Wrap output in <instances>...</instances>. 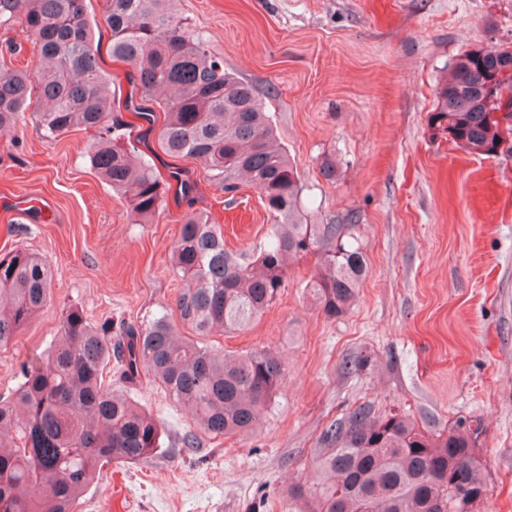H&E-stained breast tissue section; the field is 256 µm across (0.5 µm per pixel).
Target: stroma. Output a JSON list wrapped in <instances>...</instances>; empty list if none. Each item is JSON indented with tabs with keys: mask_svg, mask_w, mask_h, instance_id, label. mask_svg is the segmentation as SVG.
<instances>
[{
	"mask_svg": "<svg viewBox=\"0 0 512 512\" xmlns=\"http://www.w3.org/2000/svg\"><path fill=\"white\" fill-rule=\"evenodd\" d=\"M226 69L265 95L278 141L300 176L312 224L356 220L368 274L341 317L305 293L315 257L293 258L276 300L248 329L212 346L277 355L285 380L258 429L200 434L154 382L131 392L162 422V450L104 466L75 512H107L122 476L131 512H301L295 487L312 481L330 421L362 403L402 412L439 432L462 416L484 421L477 454L487 478L482 512H512V160L468 153L431 123L436 88L465 48L512 46V0H179ZM90 130L46 137L27 112L0 139V199L36 209L0 212V256L24 249L53 274L51 302L0 349V398L19 367L58 338L63 309L95 325L173 314L185 282L172 269L182 218L204 213L228 250H248L268 219L259 192L224 196L195 160L171 161L149 137L161 173L194 182L167 196L152 223L92 168ZM336 164L326 179L324 159ZM368 364L345 373V358Z\"/></svg>",
	"mask_w": 512,
	"mask_h": 512,
	"instance_id": "stroma-1",
	"label": "stroma"
}]
</instances>
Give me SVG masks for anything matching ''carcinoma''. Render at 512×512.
Listing matches in <instances>:
<instances>
[{"label": "carcinoma", "instance_id": "1", "mask_svg": "<svg viewBox=\"0 0 512 512\" xmlns=\"http://www.w3.org/2000/svg\"><path fill=\"white\" fill-rule=\"evenodd\" d=\"M86 0H0V28L20 25L39 47L35 67L0 63V136L16 128L38 92L44 131H95L91 165L125 198L133 223L148 224L162 207L169 182L150 161H133L145 133L122 118L131 112L172 158L197 160L225 195L247 181L260 193L270 224L251 254L224 248V234L202 214L183 219L172 247L173 267L192 287L179 294L184 336L166 316L144 326L91 325L77 307L61 314L63 342L38 362L20 366L23 382L0 400V512H72L85 487L108 463L132 464L161 449L157 417L132 397L105 385L117 364L133 389L149 377L176 404L192 408L194 429L180 439L198 447L195 430L233 436L254 430L285 377L264 350L229 353L206 338L247 329L276 299L288 272L285 258L315 254L306 289L328 319L347 312L367 264L357 224H307L302 187L288 153L276 141L256 89L224 68V59L191 29L177 0H108L105 22L112 58L132 67V90L102 70ZM503 50L458 54L437 91V128L470 153L493 156L500 140L485 85L502 71ZM52 273L22 249L0 257V347L14 340L51 298ZM484 434L477 416L446 432L425 431L409 416H375L361 404L323 433L329 451L319 479L299 491L305 512H456L454 490L477 478L469 457Z\"/></svg>", "mask_w": 512, "mask_h": 512}]
</instances>
